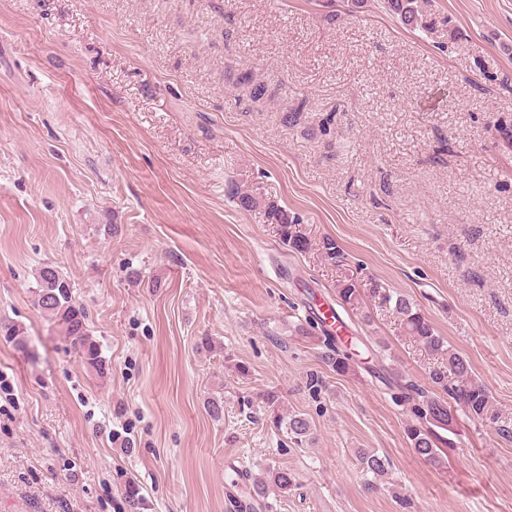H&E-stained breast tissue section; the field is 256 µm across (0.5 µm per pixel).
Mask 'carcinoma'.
Returning a JSON list of instances; mask_svg holds the SVG:
<instances>
[{"mask_svg": "<svg viewBox=\"0 0 512 512\" xmlns=\"http://www.w3.org/2000/svg\"><path fill=\"white\" fill-rule=\"evenodd\" d=\"M384 9L397 15L402 23L413 29L425 27L423 14L419 9L418 0H383ZM269 216L279 224L283 242L296 251L308 248L309 241L296 231L298 220L271 204L268 206ZM324 257L336 264L342 263L345 256L337 242L333 239L322 241ZM34 306L56 324L64 335L70 339L74 349L84 363L98 375H104L106 363L97 341L88 330L87 313L83 304L73 294L71 283L55 266L46 265L41 268L37 287L33 291ZM371 297L388 307L391 314L400 322L406 335L412 337L426 350L433 354L446 355V361L434 368L430 380L448 394L449 401L431 396L428 391L416 387L410 381L392 373L382 376L390 390L394 404L403 406L409 413L410 420L405 426L406 438L414 453L434 467L441 466V449L434 428L448 423V408L456 410L475 420L494 419V409L485 386L472 378L469 362L452 348L445 345L433 326L420 311L402 294L397 293L382 283L374 280L369 288ZM338 296L341 303L352 309H359L363 302L362 289L356 281L349 277L339 283ZM323 344L328 349L326 363L338 373H346L353 363L352 347L348 341H341L328 332H323ZM274 424L286 425L288 435L293 439H303L309 435L310 423L302 413L288 415L283 418L276 414ZM360 462L366 473L373 478L383 477L388 472L387 460L371 451H363L359 455ZM296 482L293 473L286 470H266L254 480V492L262 497L269 488H277L283 492Z\"/></svg>", "mask_w": 512, "mask_h": 512, "instance_id": "carcinoma-1", "label": "carcinoma"}]
</instances>
